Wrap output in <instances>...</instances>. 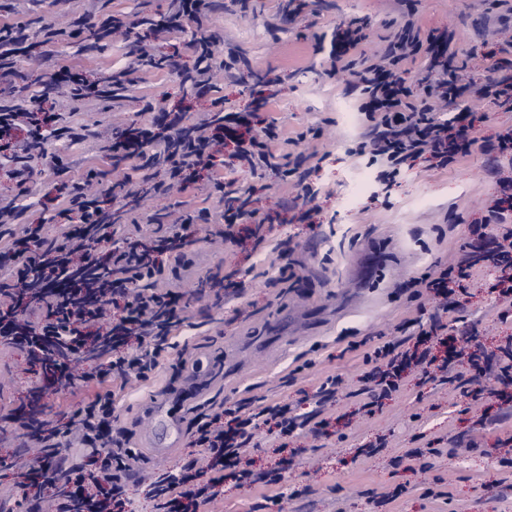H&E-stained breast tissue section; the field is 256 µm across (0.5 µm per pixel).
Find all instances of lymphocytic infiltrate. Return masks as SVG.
<instances>
[{
    "mask_svg": "<svg viewBox=\"0 0 512 512\" xmlns=\"http://www.w3.org/2000/svg\"><path fill=\"white\" fill-rule=\"evenodd\" d=\"M55 31L56 23L49 18L35 33L22 24L1 25L0 79L19 74V45L35 35L41 47H50ZM365 40L362 26L338 24L327 60L333 65L342 56H356L351 73L365 117L357 151L370 153L388 177L418 160L444 170L469 155L477 116L461 105L462 96L512 111V75L464 84L449 73L451 34H432L423 41L412 24H405L389 37L378 63L358 57ZM220 41L210 33L190 43L192 64L178 73L186 90L210 88L217 70L232 74L237 58L219 54ZM423 51L429 54L424 75L408 78L406 61ZM49 79L64 83L74 101L94 97L116 105L127 90L122 80L107 87L64 67ZM22 94L17 86L0 95V172L17 190L16 196H0V334L26 351L30 368L40 369L63 388L99 385L109 376L124 383L132 377L148 379L174 331L187 321L178 293L158 287L157 280L166 261L183 256L193 245L195 225H206L211 236L236 239V225L254 215L250 196L235 187L238 176L262 179L273 173L294 179L299 199L306 202L317 191L304 174L283 163L277 149L281 128L275 121L254 111H225L218 101L191 125L146 121L116 126L105 142L114 165L136 160L152 190L185 191L197 182L209 183L213 195L224 201L221 211L185 210L167 226L149 231L138 224L133 232L118 236L133 191L128 180L108 179L90 167L80 179L61 186V222L55 234L47 235L42 224L25 219L17 199L40 193L36 166L50 172L63 166L65 158L54 149L55 140L79 142L88 130L63 124L62 113L45 111L38 95L27 96L26 107H16L12 99ZM498 183L501 195L490 202L484 218L497 227L496 255L481 258V246L470 243L454 266L424 277L440 305L462 291L463 280L480 262L496 271L492 290L512 298V274L496 268L500 262L512 265V175L499 173ZM117 236L122 239L118 247L112 244ZM408 356L389 342L366 353V360L381 361L384 367L370 393L387 397L396 392ZM115 411L111 393L104 392L52 418L42 388L33 387L27 403L0 417L1 423L26 430L39 450L33 461L18 454L0 456V471L10 473L22 512H44L48 500L54 512H126L133 455L113 436ZM309 423L277 403L200 414L190 442L198 458L152 478L147 486L154 512H207L224 485L225 466L238 463L260 426L283 434Z\"/></svg>",
    "mask_w": 512,
    "mask_h": 512,
    "instance_id": "lymphocytic-infiltrate-1",
    "label": "lymphocytic infiltrate"
}]
</instances>
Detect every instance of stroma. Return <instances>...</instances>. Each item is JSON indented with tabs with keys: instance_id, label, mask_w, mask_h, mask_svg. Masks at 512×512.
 I'll use <instances>...</instances> for the list:
<instances>
[{
	"instance_id": "obj_1",
	"label": "stroma",
	"mask_w": 512,
	"mask_h": 512,
	"mask_svg": "<svg viewBox=\"0 0 512 512\" xmlns=\"http://www.w3.org/2000/svg\"><path fill=\"white\" fill-rule=\"evenodd\" d=\"M287 6L288 0H249L244 12L230 5L216 9L209 29L222 33L246 64L236 79L217 75L215 87L225 106L243 111L251 88L266 81V111L295 139L280 144V152L310 170L308 154L318 151L319 168L309 177L320 189L311 203L312 220L291 222L279 202L298 190L272 174L257 183L238 180L239 188L253 192L271 250L255 256L249 247L211 241L205 225L195 226L194 246L176 273L159 282L191 294L192 329L186 336L174 333V348L162 353L150 380L129 384L116 397L117 426L127 447L140 451L136 472L173 468L190 451L185 440L164 457L142 451L151 427L142 394L150 388L179 393L180 361L210 356L224 378L209 384L205 408L264 396L299 414H319L328 423L322 435L294 432L284 452L266 431H258L253 467L260 473L280 471V503L266 501L261 488L229 482L211 512H512V480L499 466L500 457L512 454V402L454 384L440 388L411 374L374 415H361L353 396L367 370L357 342L381 336L415 343L419 326L408 321L416 316L420 326L436 320L449 334L469 337L470 349L492 365L485 385L495 384L512 317L500 318L484 287L472 289L462 306L443 311L416 280L457 259L461 246L478 235L492 236L482 219L500 191L495 171L512 165V156L476 148L458 167L432 170L417 164L393 184H383L379 164L350 152L362 131L350 71L327 75L315 52L319 37L338 23L359 19L368 33L362 49L373 54L411 18L423 40L432 31L453 30L456 61L476 71L482 53L512 37V5L506 0H317L290 22L282 17ZM178 8L179 0H77L71 8L63 0H40L31 9L23 0H0V20L27 25L49 16L71 28L89 11L122 14L132 22L145 15L164 19ZM38 52L31 47L22 67L34 94L43 92L47 72L63 66L93 78L122 68L126 44L108 40L89 51L77 37L60 43L47 61H38ZM129 94L125 117L131 123L145 119L143 97L168 109L187 102L190 109L182 116L187 124L211 103L210 97L186 94L176 74L151 67L136 72ZM313 125L322 127V137L313 144L297 141V134ZM60 150L69 168L46 175L45 190L85 167H109L99 141L64 142ZM123 170L136 192L127 221L143 224L156 210L181 204L212 211L223 207L205 187L159 196L142 184L132 165ZM282 244L293 272L280 278L273 265ZM25 360L24 350L0 345V412L15 407L37 381L24 374ZM334 373L343 379L341 389L331 398L318 395L321 382Z\"/></svg>"
}]
</instances>
